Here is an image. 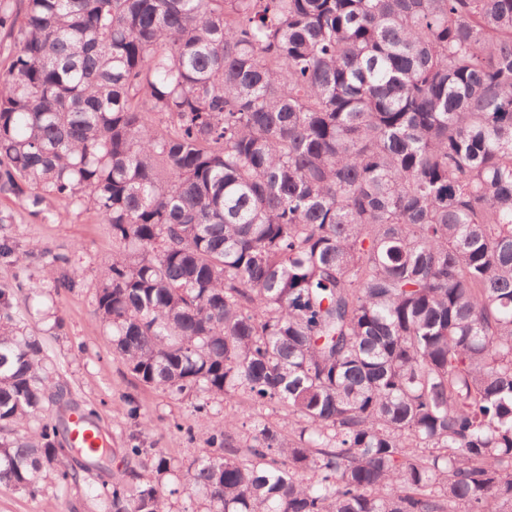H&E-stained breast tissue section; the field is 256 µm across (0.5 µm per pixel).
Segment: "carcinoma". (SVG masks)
<instances>
[{
    "label": "carcinoma",
    "instance_id": "1",
    "mask_svg": "<svg viewBox=\"0 0 512 512\" xmlns=\"http://www.w3.org/2000/svg\"><path fill=\"white\" fill-rule=\"evenodd\" d=\"M0 34V195L110 225L95 318L133 379L253 409L109 512H512V0H0ZM16 290L4 431L51 399ZM59 435L1 439L0 483L76 479Z\"/></svg>",
    "mask_w": 512,
    "mask_h": 512
}]
</instances>
